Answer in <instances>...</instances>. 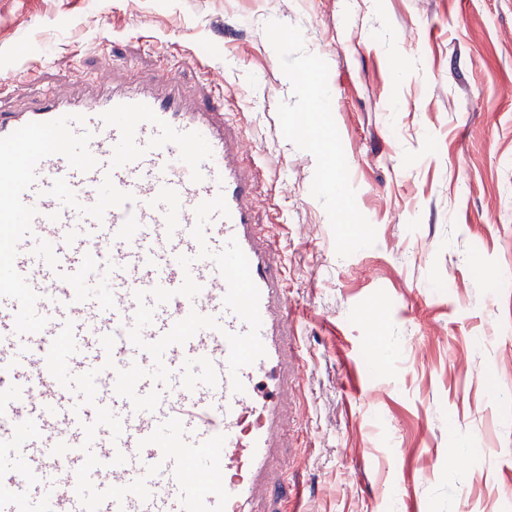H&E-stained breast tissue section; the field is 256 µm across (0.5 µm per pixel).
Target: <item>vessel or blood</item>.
<instances>
[{
	"label": "vessel or blood",
	"mask_w": 512,
	"mask_h": 512,
	"mask_svg": "<svg viewBox=\"0 0 512 512\" xmlns=\"http://www.w3.org/2000/svg\"><path fill=\"white\" fill-rule=\"evenodd\" d=\"M165 92L102 87L88 100L42 93L21 110L0 109V512H83L76 493L85 461V424L96 407H111L120 437L99 428L92 451L95 488L146 478L148 499L127 495L100 512H260L284 437L282 407L299 359L288 326V287L277 272L276 248L254 221L256 178L244 161V138L224 119V88L208 82L187 103L182 79L168 71ZM224 194L230 215L215 217L206 241L220 251L236 239L260 292L259 331L265 357L231 374L226 333L247 324L228 311L227 284L210 260L198 259L191 234L195 208ZM191 257L182 269L178 256ZM200 285L177 295L185 276ZM174 293L164 304L151 291ZM153 306L142 331L153 342L190 311L217 319L182 345L169 346L165 385L149 377L138 395L159 391L154 410L98 391L95 406L78 407L61 391L43 350L72 323L77 351L68 368L79 375L139 365L151 355L128 332L139 302ZM114 338L104 351L103 336ZM240 379L243 391L232 388ZM158 465L147 475L149 465Z\"/></svg>",
	"instance_id": "1"
}]
</instances>
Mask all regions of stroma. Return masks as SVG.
Masks as SVG:
<instances>
[{"instance_id":"1","label":"stroma","mask_w":512,"mask_h":512,"mask_svg":"<svg viewBox=\"0 0 512 512\" xmlns=\"http://www.w3.org/2000/svg\"><path fill=\"white\" fill-rule=\"evenodd\" d=\"M176 65L253 147L301 512H512V0H0L18 89Z\"/></svg>"}]
</instances>
